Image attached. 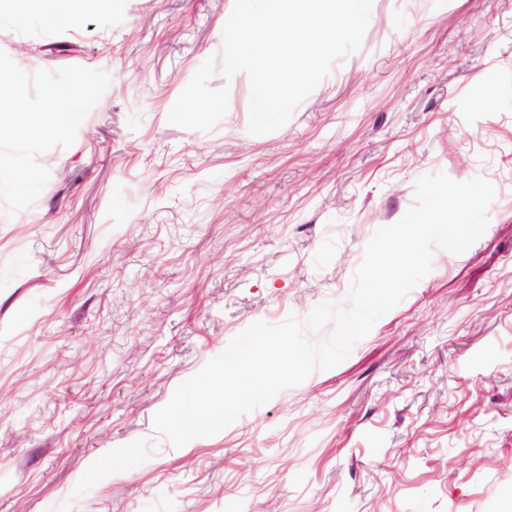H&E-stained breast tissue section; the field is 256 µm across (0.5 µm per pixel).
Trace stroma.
<instances>
[{"label": "stroma", "instance_id": "obj_1", "mask_svg": "<svg viewBox=\"0 0 512 512\" xmlns=\"http://www.w3.org/2000/svg\"><path fill=\"white\" fill-rule=\"evenodd\" d=\"M234 0L0 11L25 72L110 85L29 207L0 200V512H512V0H372L361 46L279 130L250 83L211 130L167 114ZM446 174L493 184L484 234L351 354L212 437L153 426L257 320L344 309L365 248ZM133 450L131 472L101 462Z\"/></svg>", "mask_w": 512, "mask_h": 512}]
</instances>
